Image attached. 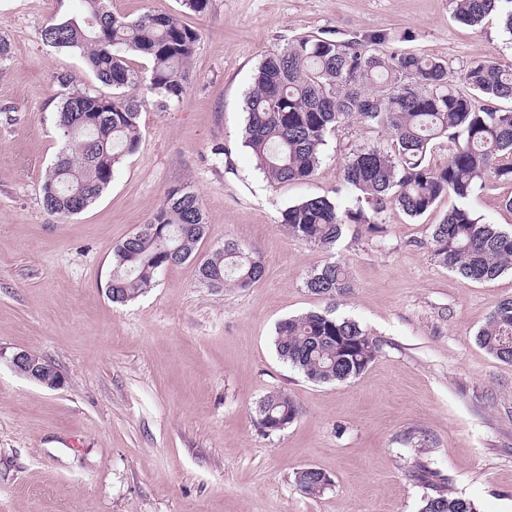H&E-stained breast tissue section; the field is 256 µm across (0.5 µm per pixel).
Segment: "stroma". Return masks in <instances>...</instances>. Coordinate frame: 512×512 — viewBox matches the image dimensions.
<instances>
[{
  "label": "stroma",
  "mask_w": 512,
  "mask_h": 512,
  "mask_svg": "<svg viewBox=\"0 0 512 512\" xmlns=\"http://www.w3.org/2000/svg\"><path fill=\"white\" fill-rule=\"evenodd\" d=\"M114 14H174L198 33L184 97L140 114L137 151L83 213L42 205L41 182L67 140L55 79L111 94L86 57L45 44L48 20L77 16L82 0H0V512H420L426 494L407 470L424 456L477 512H512V363L477 333L512 298V270L475 282L426 246L450 202L420 217L388 205L384 230L350 225L333 249L298 241L281 213L317 196L346 203L342 165L353 150L390 147L393 134L353 117L326 138L303 182L274 185L242 144L244 101L265 56L304 35L350 39L382 32L384 54L409 50L447 62L461 81L477 58L512 63L498 16L461 24L451 0H110ZM199 197L206 257L225 239L256 251L263 279L211 289L196 260L160 271L124 305L106 293L112 249L153 216L166 192ZM512 183L467 199L483 222L512 232ZM342 263L348 294L310 293L307 276ZM357 321L380 341L359 376L313 383L274 347L277 324L308 311ZM50 359L65 377L47 389L17 373L13 352ZM301 407L264 435L255 414L268 392ZM333 484L302 495L298 468Z\"/></svg>",
  "instance_id": "stroma-1"
}]
</instances>
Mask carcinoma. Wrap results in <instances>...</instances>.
Returning <instances> with one entry per match:
<instances>
[{
  "label": "carcinoma",
  "mask_w": 512,
  "mask_h": 512,
  "mask_svg": "<svg viewBox=\"0 0 512 512\" xmlns=\"http://www.w3.org/2000/svg\"><path fill=\"white\" fill-rule=\"evenodd\" d=\"M79 17L50 20L42 40L57 49L79 50L98 81L112 94H92L72 86L71 77L56 80L69 88L58 108L63 135L75 149L63 150L41 184L44 207L72 217L89 208L112 182L114 170L133 154L141 139L140 112L151 104L159 111L187 92L186 71L197 32L173 14L147 11L134 19L117 16L108 0H83ZM456 19L475 26L490 15L501 18L512 35V0H452ZM381 34L341 40L330 32L308 35L271 53L259 64L246 101L244 146L258 169L275 184L310 178L319 167L327 134L356 115L370 128L390 129L388 149L360 148L347 156L343 181L350 193L371 206H345L314 197L289 206L281 223L294 238L324 249L336 245L344 229L358 224L378 232V214L395 203L407 216L419 217L438 200L455 204L434 225L427 244L433 258L473 281L498 278L512 268V234L487 224L463 205L477 185L488 179L512 183V109L495 106L512 101V64L475 59L463 81L471 97L452 87L445 61L412 52L377 53ZM130 53L146 56L152 68L147 96L126 93L139 84L128 65ZM448 142V161L431 167L427 152L438 140ZM207 234L198 196L185 188L169 190L134 240L112 250V302L125 304L155 284L157 274L196 257ZM199 281L209 288H249L265 276L254 251L233 239L198 264ZM309 292L328 299L350 290L348 273L329 261L306 280ZM488 353L512 363V298L502 301L477 334ZM279 357L309 381L343 382L361 375L379 352L378 340L356 321L325 312H307L280 322L274 340ZM258 423L288 426L300 410L288 393L273 391L256 405ZM410 477L432 494L421 512H476L474 503L453 494L448 479L419 456ZM294 482L317 497L332 485L322 470L300 468Z\"/></svg>",
  "instance_id": "1"
}]
</instances>
